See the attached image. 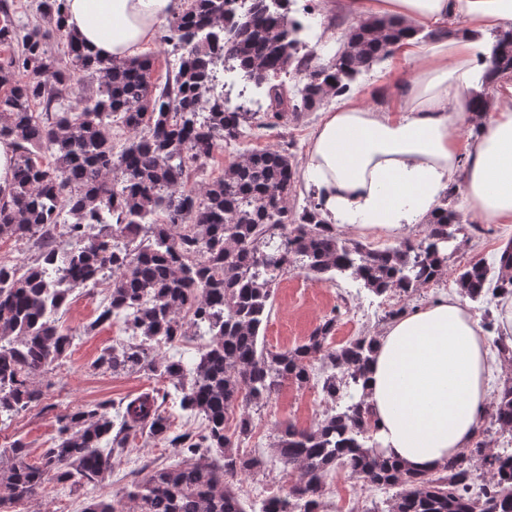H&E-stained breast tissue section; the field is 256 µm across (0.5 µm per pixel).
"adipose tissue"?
<instances>
[{"instance_id":"obj_1","label":"adipose tissue","mask_w":512,"mask_h":512,"mask_svg":"<svg viewBox=\"0 0 512 512\" xmlns=\"http://www.w3.org/2000/svg\"><path fill=\"white\" fill-rule=\"evenodd\" d=\"M175 0H66V24L94 56L139 58ZM395 19L413 31L390 102L343 98L324 112L306 154L332 222L400 234L426 218L454 184L480 224H512V71L492 76L482 115L471 97L490 57L486 38L512 26V0H329L327 14ZM432 32L421 42L418 30ZM480 118L479 135L463 138ZM489 342L458 296L393 321L377 338L366 403L385 454L439 471L483 424Z\"/></svg>"}]
</instances>
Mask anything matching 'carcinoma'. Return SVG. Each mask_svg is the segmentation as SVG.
Here are the masks:
<instances>
[{
	"label": "carcinoma",
	"mask_w": 512,
	"mask_h": 512,
	"mask_svg": "<svg viewBox=\"0 0 512 512\" xmlns=\"http://www.w3.org/2000/svg\"><path fill=\"white\" fill-rule=\"evenodd\" d=\"M236 2L186 3L156 36L178 66L149 85V62L87 53L65 25L64 0H36L38 22L15 0H0V44L12 48L0 61V140L15 148L11 179L0 186V236L25 238L36 250L29 265H0V418L41 403L36 379L72 343L58 314L75 289L108 278L109 303L94 324L116 318L139 341L105 349L95 367L168 378L181 409L206 421L200 435H171L152 391L118 405L117 428L99 405L58 415L53 447L38 461H29L19 440L3 450L10 465L0 471V512L50 483L96 488L111 473L112 455L138 434L174 448L181 461L148 470L119 498H90L83 512H126L128 500L138 512H246L234 482L264 461L232 451L226 422L239 414L238 436H249L246 410L289 382L321 386L330 406L312 427L278 425L275 459L295 480L279 506L262 512H320L338 462L352 478L394 490L364 512H512V452H494L483 440L494 426L512 439V378L488 406L469 461L410 473L375 442L364 396L374 337L332 345L333 315L293 348L273 352L259 343L273 288L288 270L331 281L343 275L379 296H409L452 269L461 224L452 190L419 239L384 249L344 240L314 195L301 211L290 207L301 176L286 149L248 150L202 192L185 190L190 171L205 170L224 145L284 127L348 92L407 36L392 20H362L320 63L300 38L303 23L288 15L290 0H278L275 11L268 0H251L244 12ZM55 41L61 57L49 49ZM491 56L493 67L512 70L511 28L496 32ZM288 72L290 91L281 80ZM88 78L98 82L95 91L80 94L79 111L64 109ZM117 122L132 133L119 150ZM509 266L512 241L498 271L482 259L455 270L462 294L486 303L488 332L495 331L491 306L512 297ZM184 312L204 340L198 357L190 365L155 358L157 347L187 335Z\"/></svg>",
	"instance_id": "1"
}]
</instances>
